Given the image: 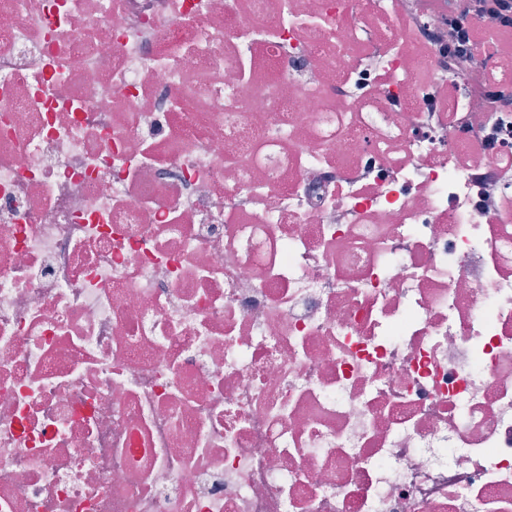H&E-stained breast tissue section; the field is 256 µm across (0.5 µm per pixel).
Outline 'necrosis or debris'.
Masks as SVG:
<instances>
[{"mask_svg": "<svg viewBox=\"0 0 512 512\" xmlns=\"http://www.w3.org/2000/svg\"><path fill=\"white\" fill-rule=\"evenodd\" d=\"M426 0H0V512H512V112Z\"/></svg>", "mask_w": 512, "mask_h": 512, "instance_id": "obj_1", "label": "necrosis or debris"}]
</instances>
